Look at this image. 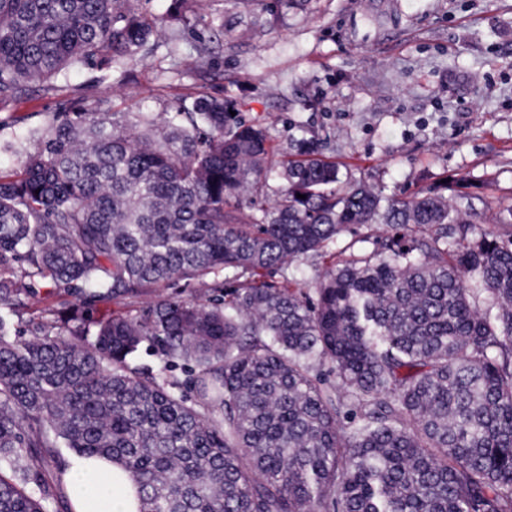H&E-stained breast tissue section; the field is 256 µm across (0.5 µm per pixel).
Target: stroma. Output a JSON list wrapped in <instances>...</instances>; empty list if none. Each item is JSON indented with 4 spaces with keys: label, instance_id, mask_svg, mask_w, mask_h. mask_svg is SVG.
Wrapping results in <instances>:
<instances>
[{
    "label": "stroma",
    "instance_id": "stroma-1",
    "mask_svg": "<svg viewBox=\"0 0 512 512\" xmlns=\"http://www.w3.org/2000/svg\"><path fill=\"white\" fill-rule=\"evenodd\" d=\"M172 0H134L161 20L152 54L118 68L85 66L0 102V172L20 171L1 146L62 113L105 103L165 114L199 92L269 126L275 157H293L301 129L323 157L365 174L387 197L465 176L512 197V0H184L200 20L170 21ZM206 47L199 70L182 58ZM364 224L300 260L314 286L338 251L380 250ZM78 301L40 281L12 317L21 336Z\"/></svg>",
    "mask_w": 512,
    "mask_h": 512
}]
</instances>
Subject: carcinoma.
Here are the masks:
<instances>
[{
    "instance_id": "cac0c4a2",
    "label": "carcinoma",
    "mask_w": 512,
    "mask_h": 512,
    "mask_svg": "<svg viewBox=\"0 0 512 512\" xmlns=\"http://www.w3.org/2000/svg\"><path fill=\"white\" fill-rule=\"evenodd\" d=\"M158 33L130 0H0V99L144 59ZM231 109L67 112L6 147L0 311L36 279L114 299L252 279L33 339L0 314V512H58L65 450L119 465L137 512H512V201L478 209L462 178L389 201L316 134L280 173L268 128ZM354 224L409 235L336 255L313 288L263 278ZM146 342L156 373L131 366Z\"/></svg>"
}]
</instances>
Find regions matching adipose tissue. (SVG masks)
Returning <instances> with one entry per match:
<instances>
[{
	"mask_svg": "<svg viewBox=\"0 0 512 512\" xmlns=\"http://www.w3.org/2000/svg\"><path fill=\"white\" fill-rule=\"evenodd\" d=\"M63 483L72 512H137L132 481L107 460L69 466Z\"/></svg>",
	"mask_w": 512,
	"mask_h": 512,
	"instance_id": "adipose-tissue-1",
	"label": "adipose tissue"
}]
</instances>
